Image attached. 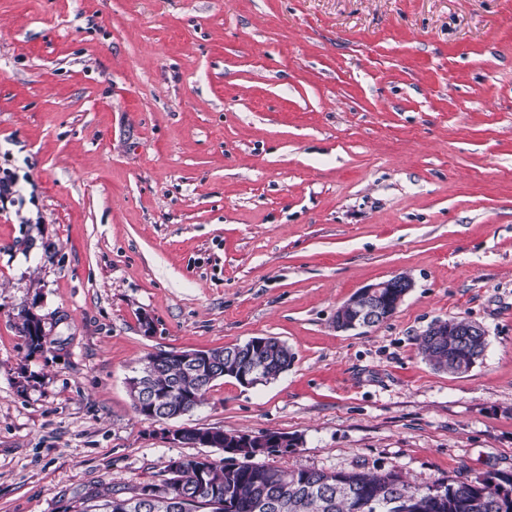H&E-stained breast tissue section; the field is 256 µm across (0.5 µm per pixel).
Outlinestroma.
I'll use <instances>...</instances> for the list:
<instances>
[{
	"mask_svg": "<svg viewBox=\"0 0 512 512\" xmlns=\"http://www.w3.org/2000/svg\"><path fill=\"white\" fill-rule=\"evenodd\" d=\"M4 171L0 512L223 459L185 427L419 488L512 470V0H0ZM397 274L390 320L337 331ZM461 317L486 355L436 370L420 337ZM255 336L293 353L277 380L136 413L147 355ZM22 318V332L27 337L30 351L33 353L42 352L48 341L42 330L40 318L29 311Z\"/></svg>",
	"mask_w": 512,
	"mask_h": 512,
	"instance_id": "1",
	"label": "stroma"
}]
</instances>
